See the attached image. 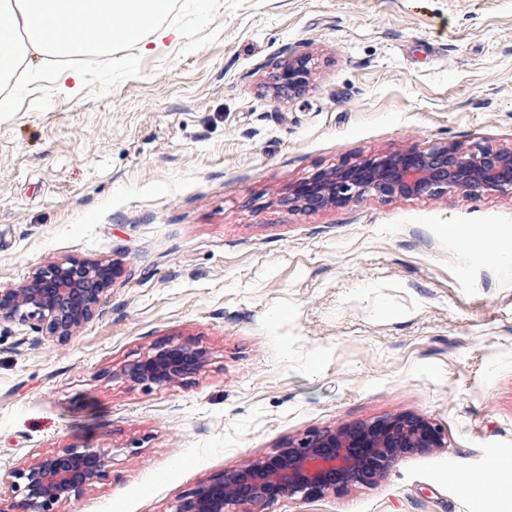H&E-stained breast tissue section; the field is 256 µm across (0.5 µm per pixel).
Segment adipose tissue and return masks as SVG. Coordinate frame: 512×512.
<instances>
[{
    "label": "adipose tissue",
    "instance_id": "ef3b65f1",
    "mask_svg": "<svg viewBox=\"0 0 512 512\" xmlns=\"http://www.w3.org/2000/svg\"><path fill=\"white\" fill-rule=\"evenodd\" d=\"M170 0H0V112L13 109L7 95L23 64L59 61V92L77 95L84 74L81 55L111 52L125 42L148 53L150 46L179 41V30L163 25Z\"/></svg>",
    "mask_w": 512,
    "mask_h": 512
}]
</instances>
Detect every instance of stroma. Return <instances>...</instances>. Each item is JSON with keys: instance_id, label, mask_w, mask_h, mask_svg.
<instances>
[{"instance_id": "obj_1", "label": "stroma", "mask_w": 512, "mask_h": 512, "mask_svg": "<svg viewBox=\"0 0 512 512\" xmlns=\"http://www.w3.org/2000/svg\"><path fill=\"white\" fill-rule=\"evenodd\" d=\"M163 22L183 39L115 44L80 98L48 72L0 112V288L117 269L67 341L0 324V503L81 444L108 471L57 512H171L286 438L413 413L447 448L268 512H512V263L468 245L512 228V193L281 203L344 161L512 147V0H172ZM292 53L309 86L272 103L258 86ZM171 338L207 366L120 377Z\"/></svg>"}]
</instances>
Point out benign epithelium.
<instances>
[{"instance_id":"1","label":"benign epithelium","mask_w":512,"mask_h":512,"mask_svg":"<svg viewBox=\"0 0 512 512\" xmlns=\"http://www.w3.org/2000/svg\"><path fill=\"white\" fill-rule=\"evenodd\" d=\"M307 54L290 55L260 82L273 102L303 93L312 74ZM458 191L478 197L512 192V148L492 145L466 150L454 144L429 151L407 148L367 156L316 171L288 192L290 209H323L364 196L379 199L436 196ZM98 263L53 262L15 288H0V323L19 322L64 342L90 320L108 291ZM208 351L168 340L126 365L120 376L133 386H163L201 371ZM448 447L442 428L420 415L403 413L369 422L314 430L283 440L273 451L226 469L180 497L172 512H263L282 497H323L355 485H374L397 460L427 456ZM109 456L100 448L70 445L15 475L9 512H56L62 502L102 479Z\"/></svg>"}]
</instances>
